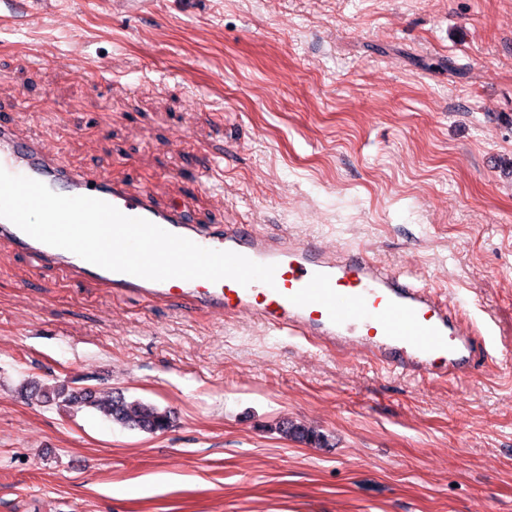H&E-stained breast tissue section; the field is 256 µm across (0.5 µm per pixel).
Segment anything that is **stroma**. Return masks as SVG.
Listing matches in <instances>:
<instances>
[{"label":"stroma","instance_id":"35a3bbf8","mask_svg":"<svg viewBox=\"0 0 512 512\" xmlns=\"http://www.w3.org/2000/svg\"><path fill=\"white\" fill-rule=\"evenodd\" d=\"M56 2L0 0L20 137L198 222L368 250L494 333L469 376L396 375L0 239V512H512V0ZM31 381L172 425L36 404ZM28 397L38 401H46L53 394L62 398V405L84 404L94 408L105 419L130 429H139L148 433L164 432L170 426V415L158 407L139 400L127 401L124 397L115 396L112 391H100L94 395L78 397L66 391L64 386L45 387L36 381L29 383Z\"/></svg>","mask_w":512,"mask_h":512}]
</instances>
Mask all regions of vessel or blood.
Returning a JSON list of instances; mask_svg holds the SVG:
<instances>
[{
	"instance_id": "b4317fda",
	"label": "vessel or blood",
	"mask_w": 512,
	"mask_h": 512,
	"mask_svg": "<svg viewBox=\"0 0 512 512\" xmlns=\"http://www.w3.org/2000/svg\"><path fill=\"white\" fill-rule=\"evenodd\" d=\"M0 167L38 180L58 194L104 200L126 215L147 219L202 247L233 251L276 267L270 286L255 282L245 287L231 279L151 281L91 264L0 218V237L40 261L100 282L115 293L191 302L225 317L247 314L268 328L311 340L328 353L358 348L389 371L445 379L473 368V332L462 329L428 288L402 280L365 250H328L285 233L260 236L246 224L227 225L217 232L202 230L187 210L158 206L154 188L131 191L104 173L72 168L46 144L18 138L6 110H0Z\"/></svg>"
}]
</instances>
